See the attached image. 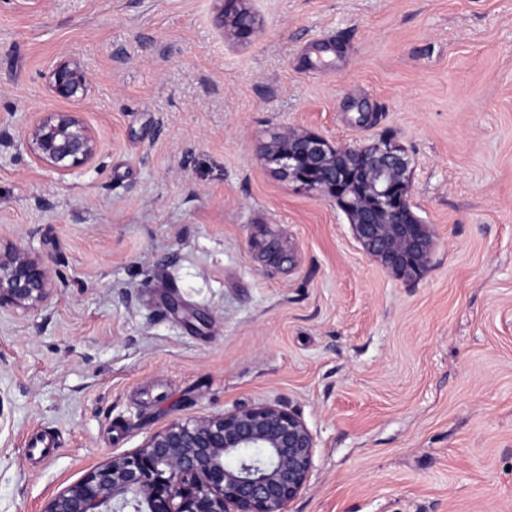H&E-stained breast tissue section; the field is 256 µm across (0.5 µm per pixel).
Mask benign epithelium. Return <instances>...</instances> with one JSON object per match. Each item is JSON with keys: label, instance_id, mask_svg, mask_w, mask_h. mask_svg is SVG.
I'll return each instance as SVG.
<instances>
[{"label": "benign epithelium", "instance_id": "7a95c632", "mask_svg": "<svg viewBox=\"0 0 512 512\" xmlns=\"http://www.w3.org/2000/svg\"><path fill=\"white\" fill-rule=\"evenodd\" d=\"M52 90L87 93L77 61L52 72ZM35 162L64 177L91 165L96 133L77 110L46 112L23 129ZM275 173L334 201L363 250L392 276L426 270L433 246L412 210L410 159L389 139L359 147L313 133L275 135L264 145ZM50 265L35 251H0V308L35 311L49 298ZM315 438L295 411L258 402L195 420L175 419L139 449L115 455L51 498L43 512H288L309 481Z\"/></svg>", "mask_w": 512, "mask_h": 512}]
</instances>
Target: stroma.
I'll list each match as a JSON object with an SVG mask.
<instances>
[{
	"instance_id": "35a3bbf8",
	"label": "stroma",
	"mask_w": 512,
	"mask_h": 512,
	"mask_svg": "<svg viewBox=\"0 0 512 512\" xmlns=\"http://www.w3.org/2000/svg\"><path fill=\"white\" fill-rule=\"evenodd\" d=\"M72 59L77 104L50 88ZM73 108L100 152L58 180L21 128ZM283 131L406 151L434 233L421 277L274 175ZM15 245L55 286L0 311V512L261 401L315 436L288 512H512V0H0Z\"/></svg>"
}]
</instances>
